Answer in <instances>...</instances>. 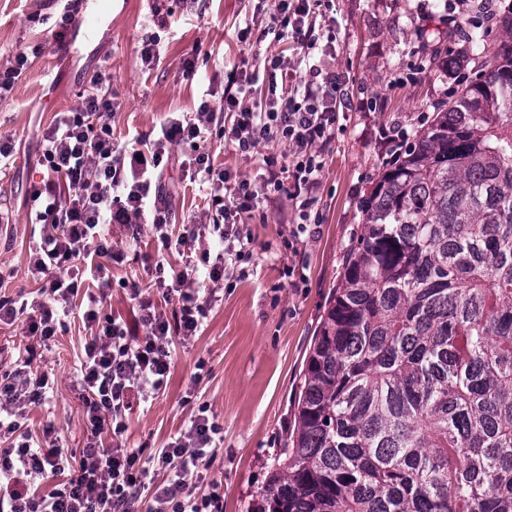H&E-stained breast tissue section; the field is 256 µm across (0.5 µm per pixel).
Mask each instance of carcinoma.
I'll list each match as a JSON object with an SVG mask.
<instances>
[{
	"instance_id": "obj_1",
	"label": "carcinoma",
	"mask_w": 512,
	"mask_h": 512,
	"mask_svg": "<svg viewBox=\"0 0 512 512\" xmlns=\"http://www.w3.org/2000/svg\"><path fill=\"white\" fill-rule=\"evenodd\" d=\"M360 201L261 512H512V5Z\"/></svg>"
}]
</instances>
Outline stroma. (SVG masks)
Listing matches in <instances>:
<instances>
[{
    "label": "stroma",
    "instance_id": "35a3bbf8",
    "mask_svg": "<svg viewBox=\"0 0 512 512\" xmlns=\"http://www.w3.org/2000/svg\"><path fill=\"white\" fill-rule=\"evenodd\" d=\"M274 12L275 0H100L83 32L61 30L58 0H0V69L18 51L40 49L11 97L0 100V136L14 145L11 162L0 168V270L7 273L0 297H27L38 289L24 271L34 245L30 190L44 171L41 137L58 113L78 106L90 77L99 71L110 77L109 89L120 104L112 120L114 141L156 137L166 119L196 111L202 101L221 107L232 71L263 69L272 55L295 60L291 39L269 37L249 47L238 39L245 27L257 32L270 25ZM327 18L336 41L323 61L340 78L349 104L339 110L336 134L323 151L314 204L317 231L287 247L297 211L284 197L265 216L245 219L251 261L244 272L228 274L198 336L172 344L166 388L128 416L129 444L153 450L183 428L197 406L210 405L224 426V439L207 479L219 485L224 512H255L274 460L294 429L300 374L326 298L339 281L344 251L360 228L358 202L387 157L382 133L426 125L435 107L451 97L458 76L480 67L468 33L499 37L494 21L474 10L473 0H333ZM151 39L157 42L156 58L147 67L140 49ZM436 48L460 59L458 75L438 68L432 58ZM189 55L197 69L191 81L182 68ZM207 145L217 163L247 179L256 176L263 155L286 151L273 143L247 159L219 138ZM163 179L173 224L208 223L199 183L177 168L165 171ZM109 233L126 249L127 261L112 270L104 309L132 327L138 310L126 282L149 287L147 261L178 270L187 259L165 249L150 228H143L137 242L116 226ZM84 343L85 331L75 320L44 348L36 364L53 374L54 391L32 409L29 420L36 436L54 422L75 450L86 438L82 404L72 386ZM200 359L208 373L196 384L192 376Z\"/></svg>",
    "mask_w": 512,
    "mask_h": 512
}]
</instances>
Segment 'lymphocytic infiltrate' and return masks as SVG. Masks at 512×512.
<instances>
[{"label":"lymphocytic infiltrate","mask_w":512,"mask_h":512,"mask_svg":"<svg viewBox=\"0 0 512 512\" xmlns=\"http://www.w3.org/2000/svg\"><path fill=\"white\" fill-rule=\"evenodd\" d=\"M325 0H278L273 22L289 31L300 49L296 63L268 59L264 66L268 89L264 102L246 98L257 81L254 73L229 74L224 110L229 120L217 124L209 103L192 117L173 118L146 148L112 140L115 103L104 92L105 73L92 76L93 90L73 111L60 115L42 136L46 172L34 186L37 204L29 221L37 234L29 254L27 275L39 283L32 300L0 299V323L26 315L32 341L11 369L0 371V512H224L219 491L197 488L214 457L221 431L206 408L154 453L122 445L110 447L104 434L122 438L126 413L134 394L160 390L171 372L173 339L189 341L200 330L217 301L204 284L224 280L228 269L250 255L249 240L240 225L242 215L268 208L274 196L285 194L298 203V232L313 220L310 207L323 170L319 151L336 129V107L344 102L339 77L317 62L320 47L314 14ZM237 152L249 156L266 142L287 143L288 155L265 156L257 180L233 179L216 165L202 144L212 125ZM189 144L196 152L189 164L207 186L214 213L211 232L221 249L202 251L200 266L166 272L156 265L152 285L163 299L177 298L171 314L158 312L142 298L138 283L128 285L138 302L141 336L103 314V290L111 285L113 264L122 262L101 226L116 224L140 234L145 213L165 248L194 250L207 232L185 224L171 231L162 202L164 186L157 171L174 145ZM91 279L97 293L77 301L80 278ZM77 318L89 329L84 359L73 386L84 408L87 441L80 453L63 445L54 424L43 428L42 439L28 432L31 406L45 398L51 382L47 373L32 369L39 347Z\"/></svg>","instance_id":"lymphocytic-infiltrate-1"}]
</instances>
